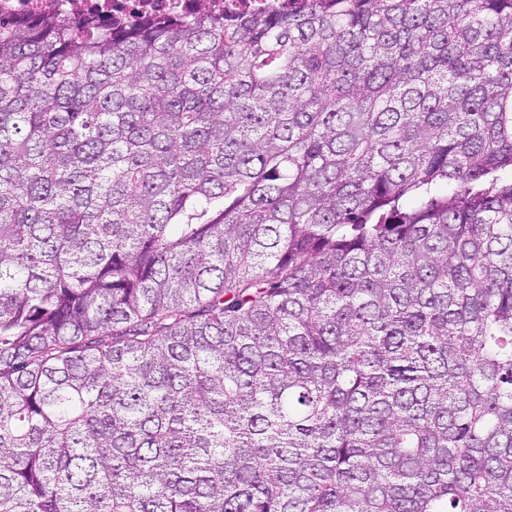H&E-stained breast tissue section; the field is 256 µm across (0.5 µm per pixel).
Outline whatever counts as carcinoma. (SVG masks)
<instances>
[{"label": "carcinoma", "instance_id": "1", "mask_svg": "<svg viewBox=\"0 0 512 512\" xmlns=\"http://www.w3.org/2000/svg\"><path fill=\"white\" fill-rule=\"evenodd\" d=\"M0 512H512V0L0 18Z\"/></svg>", "mask_w": 512, "mask_h": 512}]
</instances>
